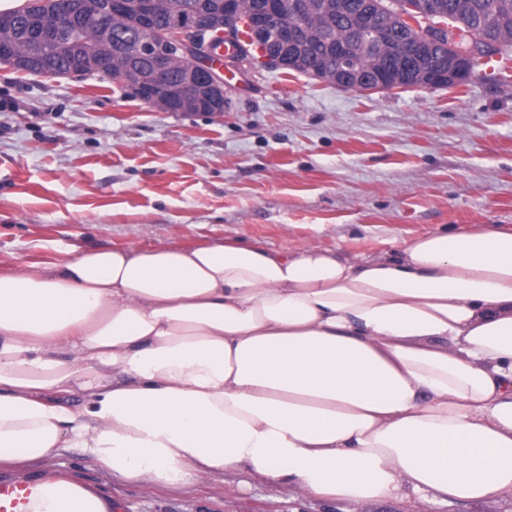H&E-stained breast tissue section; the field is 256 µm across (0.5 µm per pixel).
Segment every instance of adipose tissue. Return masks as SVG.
<instances>
[{
    "mask_svg": "<svg viewBox=\"0 0 512 512\" xmlns=\"http://www.w3.org/2000/svg\"><path fill=\"white\" fill-rule=\"evenodd\" d=\"M227 468L317 499L512 496V230L344 257L240 240L0 270V466ZM29 512H112L68 480Z\"/></svg>",
    "mask_w": 512,
    "mask_h": 512,
    "instance_id": "ef3b65f1",
    "label": "adipose tissue"
}]
</instances>
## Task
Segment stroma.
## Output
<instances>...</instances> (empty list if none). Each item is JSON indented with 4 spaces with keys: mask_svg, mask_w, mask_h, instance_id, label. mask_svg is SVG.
I'll return each instance as SVG.
<instances>
[{
    "mask_svg": "<svg viewBox=\"0 0 512 512\" xmlns=\"http://www.w3.org/2000/svg\"><path fill=\"white\" fill-rule=\"evenodd\" d=\"M512 228V83L347 90L261 62L220 112H166L102 73L0 62V268L88 246L193 247L236 238L348 257L425 232ZM67 478L112 512H512V497L316 499L239 469L187 486L119 481L88 454L1 466Z\"/></svg>",
    "mask_w": 512,
    "mask_h": 512,
    "instance_id": "stroma-1",
    "label": "stroma"
}]
</instances>
